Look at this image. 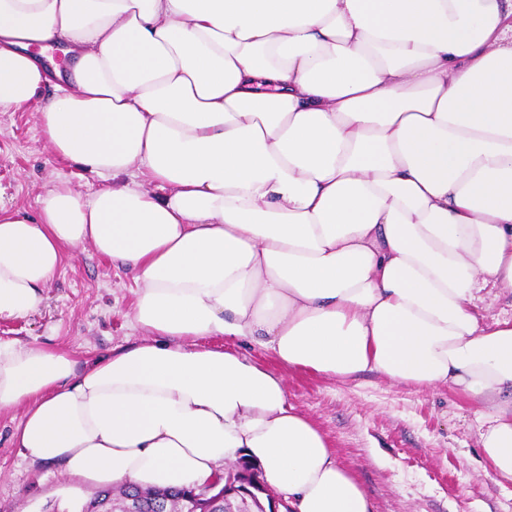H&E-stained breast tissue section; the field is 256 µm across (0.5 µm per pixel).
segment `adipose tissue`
I'll list each match as a JSON object with an SVG mask.
<instances>
[{"mask_svg":"<svg viewBox=\"0 0 512 512\" xmlns=\"http://www.w3.org/2000/svg\"><path fill=\"white\" fill-rule=\"evenodd\" d=\"M30 105L109 185L0 208V319L87 244L144 334L81 365L0 340L31 463L200 489L244 458L290 512H372L286 374L373 371L473 399L512 483V320L477 311L512 292V0H0V109ZM482 301L479 302L480 312L487 323L499 318L511 317L512 296L511 292H500L498 289L487 287L481 293Z\"/></svg>","mask_w":512,"mask_h":512,"instance_id":"1","label":"adipose tissue"}]
</instances>
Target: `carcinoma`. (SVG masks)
<instances>
[{"label":"carcinoma","instance_id":"carcinoma-1","mask_svg":"<svg viewBox=\"0 0 512 512\" xmlns=\"http://www.w3.org/2000/svg\"><path fill=\"white\" fill-rule=\"evenodd\" d=\"M185 487L147 488L124 486L118 490L105 488L85 508L89 512H180L185 503Z\"/></svg>","mask_w":512,"mask_h":512}]
</instances>
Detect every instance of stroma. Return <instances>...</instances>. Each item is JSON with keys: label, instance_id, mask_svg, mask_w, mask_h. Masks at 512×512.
<instances>
[{"label": "stroma", "instance_id": "1", "mask_svg": "<svg viewBox=\"0 0 512 512\" xmlns=\"http://www.w3.org/2000/svg\"><path fill=\"white\" fill-rule=\"evenodd\" d=\"M70 184L83 196L105 178L58 157L34 110L0 111V206L34 214L39 195ZM131 273L91 246L71 250L40 312L0 320V338L64 348L84 360L139 341L131 326ZM288 400L328 435L365 487L373 512H512L478 453L475 405L447 388L414 389L367 372L332 381L287 374ZM22 410L0 413V512H81L96 487L31 466L10 439Z\"/></svg>", "mask_w": 512, "mask_h": 512}]
</instances>
